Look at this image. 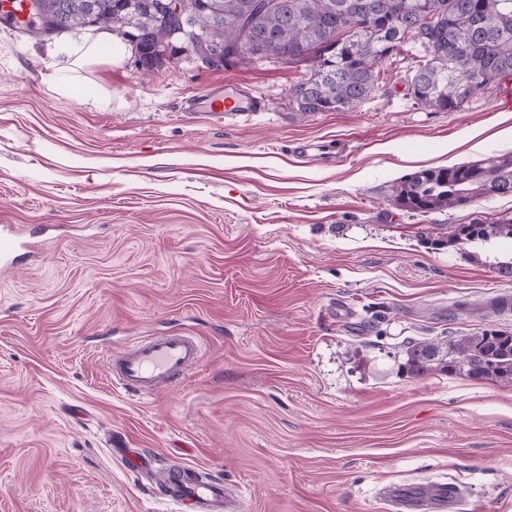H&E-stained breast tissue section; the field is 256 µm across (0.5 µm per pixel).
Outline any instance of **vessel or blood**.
I'll return each instance as SVG.
<instances>
[{"label": "vessel or blood", "mask_w": 512, "mask_h": 512, "mask_svg": "<svg viewBox=\"0 0 512 512\" xmlns=\"http://www.w3.org/2000/svg\"><path fill=\"white\" fill-rule=\"evenodd\" d=\"M0 27L27 33L36 19L29 0H0ZM265 102L240 91L213 89L202 98L189 100L192 112H205L220 118L237 117L266 110ZM24 244L10 224L0 225V267L13 265ZM201 360L199 343L189 336H156L133 344L129 349L107 356L108 375L113 386L126 395L148 398L168 389L194 371ZM118 456L134 469L146 471L162 499L176 504L179 512H234L236 504L227 498L218 479L199 476L186 465H159L157 458L140 448H121ZM392 512H470L471 502L459 489L445 484L430 487L403 485L388 496Z\"/></svg>", "instance_id": "b4317fda"}]
</instances>
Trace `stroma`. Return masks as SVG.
<instances>
[{"label": "stroma", "instance_id": "1", "mask_svg": "<svg viewBox=\"0 0 512 512\" xmlns=\"http://www.w3.org/2000/svg\"><path fill=\"white\" fill-rule=\"evenodd\" d=\"M87 28L0 29V225L29 242L0 270V512H164L114 459L113 433L222 478L248 512H383L388 487L462 485L512 512V383L402 369L407 341L512 332L494 265L512 239L432 248L449 226L512 215V197L416 214L420 170L512 152V79L453 112L418 105V50L384 63L345 112L288 107L303 63L211 68L186 51L146 74L131 49L56 92ZM268 103L186 112L220 85ZM344 141L330 160L295 143ZM184 332L205 355L178 386L115 392L103 361Z\"/></svg>", "mask_w": 512, "mask_h": 512}]
</instances>
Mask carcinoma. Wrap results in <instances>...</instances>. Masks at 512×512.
Returning a JSON list of instances; mask_svg holds the SVG:
<instances>
[{
  "mask_svg": "<svg viewBox=\"0 0 512 512\" xmlns=\"http://www.w3.org/2000/svg\"><path fill=\"white\" fill-rule=\"evenodd\" d=\"M185 0V22L205 40L224 45V62L274 58L310 63L289 93L292 109L343 112L375 90L381 66L411 46L423 51L408 83L421 105L454 112L491 80L512 77V0ZM67 5L69 28L97 22L123 30L151 71L163 63L158 48L161 0H42L43 14ZM512 195V152L469 163L423 169L395 188V202L416 212L457 210L479 197ZM512 239V216L457 224L437 247ZM403 368L422 377L433 371L472 380H512V334L484 330L453 340H411Z\"/></svg>",
  "mask_w": 512,
  "mask_h": 512,
  "instance_id": "carcinoma-1",
  "label": "carcinoma"
}]
</instances>
